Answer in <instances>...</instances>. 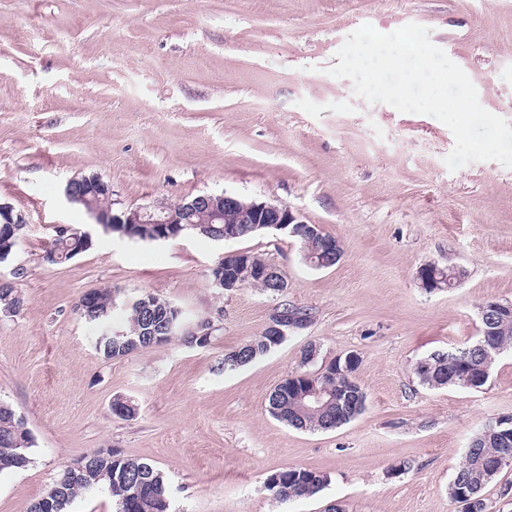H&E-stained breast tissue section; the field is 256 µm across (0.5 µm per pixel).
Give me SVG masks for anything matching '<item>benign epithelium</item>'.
Segmentation results:
<instances>
[{"instance_id": "1", "label": "benign epithelium", "mask_w": 512, "mask_h": 512, "mask_svg": "<svg viewBox=\"0 0 512 512\" xmlns=\"http://www.w3.org/2000/svg\"><path fill=\"white\" fill-rule=\"evenodd\" d=\"M64 194L70 203H81L90 197L100 196L110 200L112 187L96 177H82L70 180L65 186ZM89 214L95 225L106 233L119 231L130 238L150 241L178 236L182 232L181 223H192V217L197 214L205 215L211 224H224V235L219 237L221 241L237 238L239 224H254L258 228L286 233L292 237L303 233L304 224V221L287 208L268 202L246 200L227 193L196 196L180 203L176 212L153 206L122 210L109 216L93 207ZM0 216L4 217L3 225L0 226V236L6 237L7 243L10 244L15 240L16 225L25 223V218L5 203H0ZM57 234L73 243L75 256L92 246V233L89 230H76L70 226L60 225L57 227ZM309 244L313 249L311 256L319 258L321 265L336 259V250L340 247V242L336 238L318 240L314 235L310 236ZM248 255L250 252L241 251L222 258L212 268L215 284L239 288L249 279L282 284L278 267L254 268L243 261ZM508 312L512 313V300L508 299L497 300L488 306L480 307V316L489 324L494 318ZM476 348L482 360L481 371L487 379L491 374L494 354L498 353V350L485 339L481 340Z\"/></svg>"}]
</instances>
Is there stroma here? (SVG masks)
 <instances>
[{
    "label": "stroma",
    "instance_id": "obj_1",
    "mask_svg": "<svg viewBox=\"0 0 512 512\" xmlns=\"http://www.w3.org/2000/svg\"><path fill=\"white\" fill-rule=\"evenodd\" d=\"M410 23L512 122V0H0V202L26 220L0 264L23 300L0 313V401L35 441L26 468L0 473V512H29L62 468L110 448L164 474L172 512H461L448 486L471 436L512 416V352L479 389L427 388L415 367L475 341L484 302L512 300V168L449 171L448 127L368 104L326 72L360 26ZM93 175L117 212L226 192L290 209L344 255L315 269L281 233L143 241L92 229L90 249L46 263L57 225L91 228L63 191ZM239 251L279 265L286 291L216 287L211 268ZM450 262L460 283L420 287L421 267ZM100 288L117 292L112 329L150 292L179 310L174 335L105 358L77 311ZM284 303L311 322L224 371L225 353ZM204 322L209 343H188ZM350 352L363 414L303 431L269 413L288 374ZM117 398L135 416L114 415ZM290 466L320 471L325 487L276 499L266 480Z\"/></svg>",
    "mask_w": 512,
    "mask_h": 512
}]
</instances>
